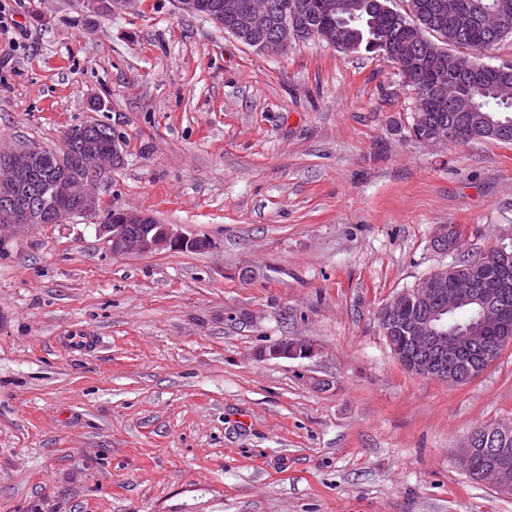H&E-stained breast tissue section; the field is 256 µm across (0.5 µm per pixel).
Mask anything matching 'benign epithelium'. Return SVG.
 Masks as SVG:
<instances>
[{
    "label": "benign epithelium",
    "mask_w": 512,
    "mask_h": 512,
    "mask_svg": "<svg viewBox=\"0 0 512 512\" xmlns=\"http://www.w3.org/2000/svg\"><path fill=\"white\" fill-rule=\"evenodd\" d=\"M233 19L237 26L228 30L232 36L258 51L277 54L302 41L303 31L293 17V7L283 8L282 16L274 20L261 0H221L218 13L212 20L219 26L224 19ZM270 24L279 28L280 39L274 45L259 40H250L247 34L260 30ZM85 156V178L76 185L64 179L57 182L60 193L73 197L81 206L80 211L56 220L49 216L48 223L64 224L75 216L91 217L102 208L101 199L91 191V186L123 161L118 142H112V152L101 155L82 146ZM39 160L32 149L0 150V188L7 189L19 178L35 168ZM123 223L111 224L105 220L97 225L112 254L146 255L166 249L191 250L195 239L179 232L171 224H165L160 232L149 235L129 231L131 224H146L150 214L143 211L121 209ZM8 223L0 224V244L6 241L3 231H14L31 225L27 212L6 214ZM479 262L494 265L498 276L493 287L473 291L470 280L466 278H448L440 269L423 278L412 289L417 297L427 300V306L416 316L403 319L402 301L399 295L382 308L381 330L389 335L390 325L399 323L406 331L403 343L391 346L398 363L409 373L421 377L440 380L451 384H465L478 377L492 362L493 348L488 342L494 335L501 340H512V313L506 308L512 298V253L501 248L493 253L482 254ZM463 299H474L480 305L479 325L466 330H447L444 321L448 312ZM316 352L312 341L284 340L259 352L261 358H309ZM490 432L503 436L512 433V424L496 423L480 427L469 436L464 448L460 449L457 460L462 469L478 481H488L498 490L512 492V447L484 448L482 442ZM484 456L482 468L472 470V458L476 452Z\"/></svg>",
    "instance_id": "7a95c632"
}]
</instances>
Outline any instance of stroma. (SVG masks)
<instances>
[{
  "label": "stroma",
  "instance_id": "obj_1",
  "mask_svg": "<svg viewBox=\"0 0 512 512\" xmlns=\"http://www.w3.org/2000/svg\"><path fill=\"white\" fill-rule=\"evenodd\" d=\"M0 16V148L109 124L103 204L211 242L119 256L77 217L0 249V512H512L456 461L512 421V343L449 385L378 321L457 260L443 227L512 248V143H421L382 53H260L173 0ZM72 330L95 347L63 348ZM285 339L319 351L258 358Z\"/></svg>",
  "mask_w": 512,
  "mask_h": 512
}]
</instances>
